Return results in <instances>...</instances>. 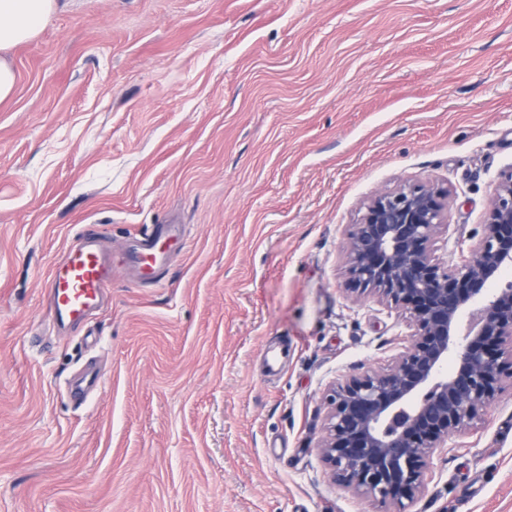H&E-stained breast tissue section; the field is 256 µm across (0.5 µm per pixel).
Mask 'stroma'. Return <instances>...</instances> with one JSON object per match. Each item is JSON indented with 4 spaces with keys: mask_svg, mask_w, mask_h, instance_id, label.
Instances as JSON below:
<instances>
[{
    "mask_svg": "<svg viewBox=\"0 0 512 512\" xmlns=\"http://www.w3.org/2000/svg\"><path fill=\"white\" fill-rule=\"evenodd\" d=\"M8 60L0 512H374L325 472L323 393L409 329L347 298V232L433 181L440 255L478 242L512 167V0H58ZM171 222L159 283L116 268L88 321H53L85 225L118 257ZM404 512H512V388Z\"/></svg>",
    "mask_w": 512,
    "mask_h": 512,
    "instance_id": "stroma-1",
    "label": "stroma"
}]
</instances>
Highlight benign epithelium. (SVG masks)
I'll return each mask as SVG.
<instances>
[{"instance_id": "1", "label": "benign epithelium", "mask_w": 512, "mask_h": 512, "mask_svg": "<svg viewBox=\"0 0 512 512\" xmlns=\"http://www.w3.org/2000/svg\"><path fill=\"white\" fill-rule=\"evenodd\" d=\"M450 196L434 183L405 184L371 199L348 232L346 291L400 312L410 341L386 368L329 387L317 450L332 480L379 512L414 501L435 451L482 421L512 382V284L492 290L512 265V168L459 264L438 254Z\"/></svg>"}]
</instances>
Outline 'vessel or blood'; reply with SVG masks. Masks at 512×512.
Segmentation results:
<instances>
[{
	"label": "vessel or blood",
	"instance_id": "obj_1",
	"mask_svg": "<svg viewBox=\"0 0 512 512\" xmlns=\"http://www.w3.org/2000/svg\"><path fill=\"white\" fill-rule=\"evenodd\" d=\"M98 238L97 228L88 226L52 267L46 281L48 310L59 322L80 324L101 303L112 284V255L98 248ZM179 239L174 225H145L137 247L122 263L137 271L140 282L156 281L165 260L159 242Z\"/></svg>",
	"mask_w": 512,
	"mask_h": 512
}]
</instances>
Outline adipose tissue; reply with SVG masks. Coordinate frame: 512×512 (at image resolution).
Listing matches in <instances>:
<instances>
[{"label": "adipose tissue", "mask_w": 512, "mask_h": 512, "mask_svg": "<svg viewBox=\"0 0 512 512\" xmlns=\"http://www.w3.org/2000/svg\"><path fill=\"white\" fill-rule=\"evenodd\" d=\"M56 8L57 0H0V102L15 85L5 53L33 39Z\"/></svg>", "instance_id": "1"}]
</instances>
